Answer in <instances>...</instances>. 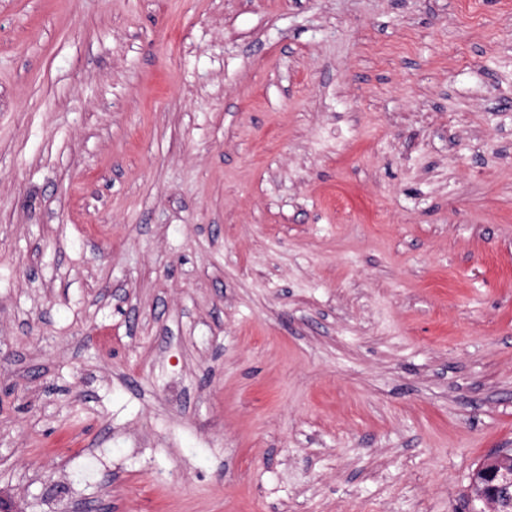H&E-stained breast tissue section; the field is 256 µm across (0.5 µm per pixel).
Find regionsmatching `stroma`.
I'll list each match as a JSON object with an SVG mask.
<instances>
[{"label": "stroma", "mask_w": 512, "mask_h": 512, "mask_svg": "<svg viewBox=\"0 0 512 512\" xmlns=\"http://www.w3.org/2000/svg\"><path fill=\"white\" fill-rule=\"evenodd\" d=\"M512 450V0H0L8 512H468Z\"/></svg>", "instance_id": "1"}]
</instances>
